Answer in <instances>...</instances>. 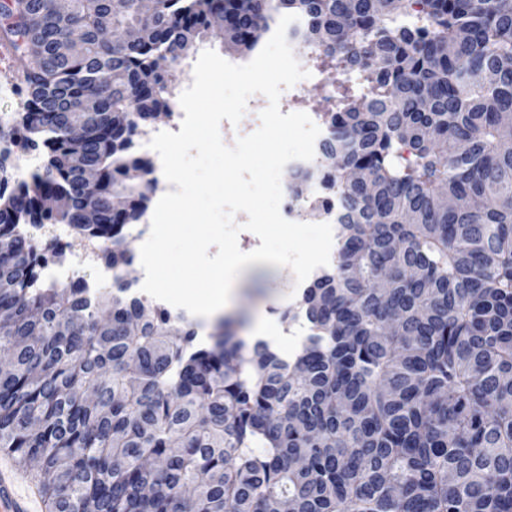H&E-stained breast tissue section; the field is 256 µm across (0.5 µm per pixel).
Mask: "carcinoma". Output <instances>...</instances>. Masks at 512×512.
<instances>
[{"instance_id":"obj_1","label":"carcinoma","mask_w":512,"mask_h":512,"mask_svg":"<svg viewBox=\"0 0 512 512\" xmlns=\"http://www.w3.org/2000/svg\"><path fill=\"white\" fill-rule=\"evenodd\" d=\"M287 14L338 88L318 155L343 158L294 173L340 217L290 359L197 341L124 273L155 187L136 139L186 45L225 15L252 50ZM0 33L36 61L0 117V448L52 512H512V0H5ZM14 151L44 160L11 187ZM56 224L112 290L45 284Z\"/></svg>"}]
</instances>
